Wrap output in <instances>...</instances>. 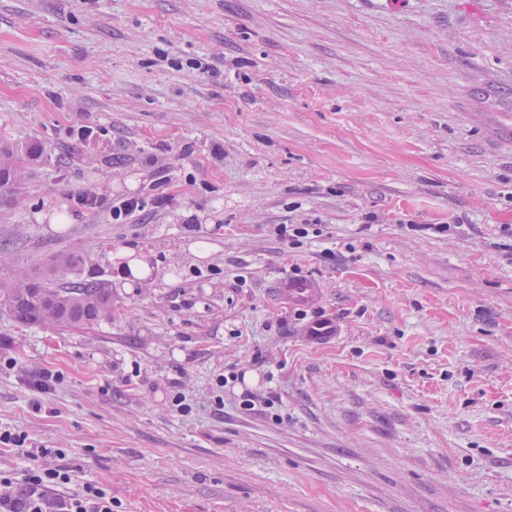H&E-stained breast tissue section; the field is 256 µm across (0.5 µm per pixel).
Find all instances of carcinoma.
Segmentation results:
<instances>
[{"label":"carcinoma","instance_id":"obj_1","mask_svg":"<svg viewBox=\"0 0 512 512\" xmlns=\"http://www.w3.org/2000/svg\"><path fill=\"white\" fill-rule=\"evenodd\" d=\"M17 155L15 145H0V185L17 177ZM0 305L24 325H93L111 315L112 293L95 281H76L61 286L54 269L48 268L1 282Z\"/></svg>","mask_w":512,"mask_h":512}]
</instances>
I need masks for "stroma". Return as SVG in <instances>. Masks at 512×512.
Returning <instances> with one entry per match:
<instances>
[{
    "label": "stroma",
    "mask_w": 512,
    "mask_h": 512,
    "mask_svg": "<svg viewBox=\"0 0 512 512\" xmlns=\"http://www.w3.org/2000/svg\"><path fill=\"white\" fill-rule=\"evenodd\" d=\"M1 142L26 150L0 281L73 252L58 283L112 293L88 326L0 310V428L69 490L512 512V0H0ZM290 271L316 307L277 299ZM319 317L341 328L322 347ZM279 299L292 308H306L320 300L323 296L322 283L310 276L287 273L276 284ZM341 330L336 320L322 318L308 321L301 326L302 336H306L309 343L321 346L328 344L340 336ZM0 443L4 445H12L30 460L36 462L41 458H45L51 454H55L51 448H35L31 439L24 433H13L10 430L0 429Z\"/></svg>",
    "instance_id": "35a3bbf8"
}]
</instances>
